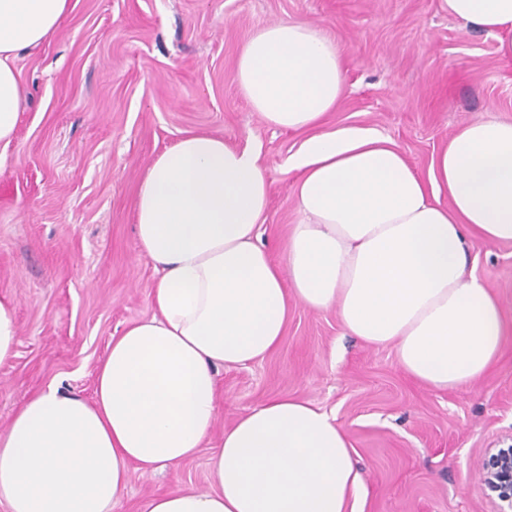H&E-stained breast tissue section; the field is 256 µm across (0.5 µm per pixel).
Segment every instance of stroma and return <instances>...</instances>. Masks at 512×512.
<instances>
[{
	"label": "stroma",
	"instance_id": "obj_1",
	"mask_svg": "<svg viewBox=\"0 0 512 512\" xmlns=\"http://www.w3.org/2000/svg\"><path fill=\"white\" fill-rule=\"evenodd\" d=\"M48 41L14 62L22 99L0 159V297L19 329L0 364V433L33 394L94 397L112 337L156 309V273L141 254L134 205L151 163L192 132L258 152L270 192L261 243L282 260L300 214L306 135L266 124L233 80L259 27L319 26L346 65L326 129L370 128L410 166L431 163L461 124L512 120V61L494 36L444 13L440 0H70ZM469 266L512 322V242L467 241ZM207 448L152 475L131 472L112 512L177 487L209 489L213 448L251 408L309 400L335 416L362 480L356 512H493L475 477L486 449L512 444V339L495 366L460 390L435 391L401 368L394 346L348 335L336 309L292 303L279 347L244 367H218Z\"/></svg>",
	"mask_w": 512,
	"mask_h": 512
}]
</instances>
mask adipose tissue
<instances>
[{
    "label": "adipose tissue",
    "mask_w": 512,
    "mask_h": 512,
    "mask_svg": "<svg viewBox=\"0 0 512 512\" xmlns=\"http://www.w3.org/2000/svg\"><path fill=\"white\" fill-rule=\"evenodd\" d=\"M441 8L494 34L512 58V0H441ZM69 10L70 0H0V145L19 121L14 60L47 41ZM234 80L268 125L308 134L290 161L301 220L284 264L259 243L269 191L255 152L192 133L161 153L135 204L159 314L113 337L93 400L51 388L13 416L0 434L7 512H112L131 471L194 457L217 418L216 367L276 350L289 301L337 308L348 334L394 345L403 370L437 391L482 378L512 335L499 299L467 273L465 248L470 236L512 241V121L464 123L423 178L376 130H323L345 71L321 28H258ZM211 471V490L152 494L140 512H355L362 488L335 418L291 397L225 429Z\"/></svg>",
    "instance_id": "obj_1"
}]
</instances>
